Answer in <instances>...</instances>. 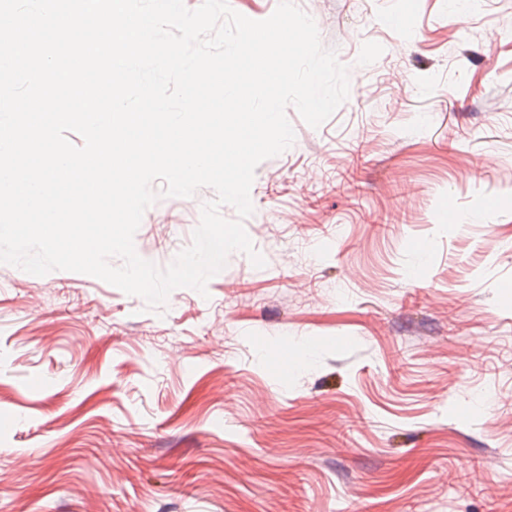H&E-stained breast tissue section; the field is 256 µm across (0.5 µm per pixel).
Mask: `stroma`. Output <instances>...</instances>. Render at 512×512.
<instances>
[{"mask_svg":"<svg viewBox=\"0 0 512 512\" xmlns=\"http://www.w3.org/2000/svg\"><path fill=\"white\" fill-rule=\"evenodd\" d=\"M294 2L350 88L256 168L265 267L150 311L0 264V512H512V0ZM214 197L160 196L137 254ZM348 150V164L336 174V182H338L339 187L353 184L359 166L363 161V154L359 146H353Z\"/></svg>","mask_w":512,"mask_h":512,"instance_id":"obj_1","label":"stroma"}]
</instances>
